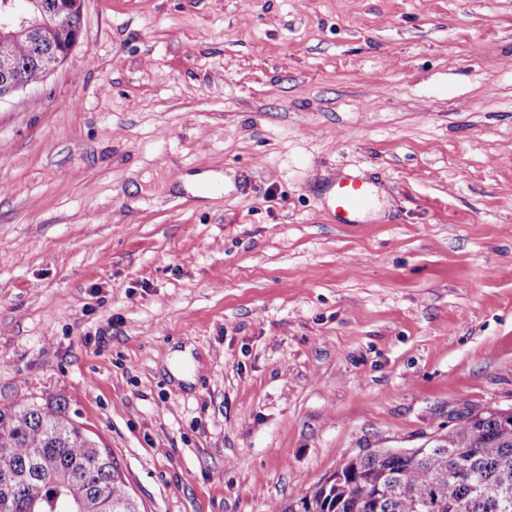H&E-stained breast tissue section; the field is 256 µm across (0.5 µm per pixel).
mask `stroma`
Wrapping results in <instances>:
<instances>
[{"mask_svg": "<svg viewBox=\"0 0 512 512\" xmlns=\"http://www.w3.org/2000/svg\"><path fill=\"white\" fill-rule=\"evenodd\" d=\"M348 173L375 194L336 224ZM19 398L147 512H268L512 407V0H86L0 100Z\"/></svg>", "mask_w": 512, "mask_h": 512, "instance_id": "stroma-1", "label": "stroma"}]
</instances>
